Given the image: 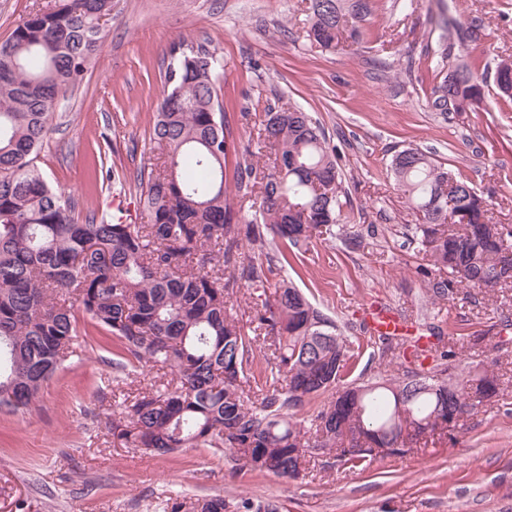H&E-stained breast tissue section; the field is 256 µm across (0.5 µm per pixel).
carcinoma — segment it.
<instances>
[{"mask_svg": "<svg viewBox=\"0 0 512 512\" xmlns=\"http://www.w3.org/2000/svg\"><path fill=\"white\" fill-rule=\"evenodd\" d=\"M309 40L328 50L356 42L369 0H312ZM112 0H51L0 43V410L33 407L45 382L88 346L72 296L93 327L117 341L112 365L154 363L172 385L125 406L112 435L161 455L216 448L252 469L294 478L309 459L332 457L361 470L391 448L404 455L432 440L439 420L467 418L499 396L497 375H453L457 339L429 327L421 336H379L382 354L402 350L405 379L336 389L360 349L336 320L283 272L288 252L340 224L342 180L334 149L299 108L267 110L258 129L270 163L239 154L221 98L224 58L182 40L168 53L152 128L161 164L139 169V215L126 222L77 211L51 187L34 159L52 131L58 103L81 86L103 38ZM499 91L512 97V58L498 62ZM483 78L464 67L433 87L432 107L465 112ZM416 225L426 267L448 271L432 284L444 299L457 289L512 287V225L495 221L489 200L451 166L418 148L392 160ZM260 185L252 218L240 223L233 188ZM247 242L257 261L240 251ZM261 298L248 331L228 311L230 291ZM273 365L253 367L258 345ZM336 390L317 413L305 408Z\"/></svg>", "mask_w": 512, "mask_h": 512, "instance_id": "cac0c4a2", "label": "carcinoma"}]
</instances>
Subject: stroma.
<instances>
[{
  "label": "stroma",
  "instance_id": "1",
  "mask_svg": "<svg viewBox=\"0 0 512 512\" xmlns=\"http://www.w3.org/2000/svg\"><path fill=\"white\" fill-rule=\"evenodd\" d=\"M311 0H112L103 38L83 84L54 113V131L37 164L87 207L113 191L109 171L133 177L159 164L151 141L167 54L189 37L224 57V110L240 149L259 150L255 121L267 108L299 107L324 129L342 170L343 226L292 259L288 274L336 320L363 357L349 375L367 384L402 380L395 356L379 357L359 320L363 304L395 307L410 322L429 321L463 337L456 368L493 370L500 393L465 426L427 448L377 459L363 471L326 460L285 480L234 462L215 448L155 455L112 438V421L135 396L170 382L151 365L112 368L115 338L92 332V350L44 384L29 410L0 411V512H188L223 496L227 512H512V343L491 337L512 318V288H462L431 295L414 242L416 217L398 191L391 163L419 148L459 169L512 224V99L493 79L512 57V0H370L358 43L329 52L311 46ZM447 15L475 29L460 44L437 24ZM487 75L468 112L441 115L432 89L458 65ZM111 152L99 154L103 140ZM480 344H471V337Z\"/></svg>",
  "mask_w": 512,
  "mask_h": 512
}]
</instances>
